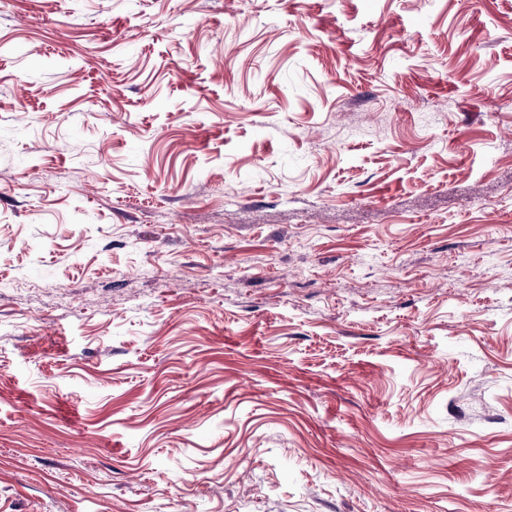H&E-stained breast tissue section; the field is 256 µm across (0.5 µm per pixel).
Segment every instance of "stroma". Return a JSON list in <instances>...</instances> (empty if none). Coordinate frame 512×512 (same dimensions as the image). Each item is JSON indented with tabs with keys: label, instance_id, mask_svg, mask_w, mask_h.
<instances>
[{
	"label": "stroma",
	"instance_id": "1",
	"mask_svg": "<svg viewBox=\"0 0 512 512\" xmlns=\"http://www.w3.org/2000/svg\"><path fill=\"white\" fill-rule=\"evenodd\" d=\"M512 0H0V512H512Z\"/></svg>",
	"mask_w": 512,
	"mask_h": 512
}]
</instances>
